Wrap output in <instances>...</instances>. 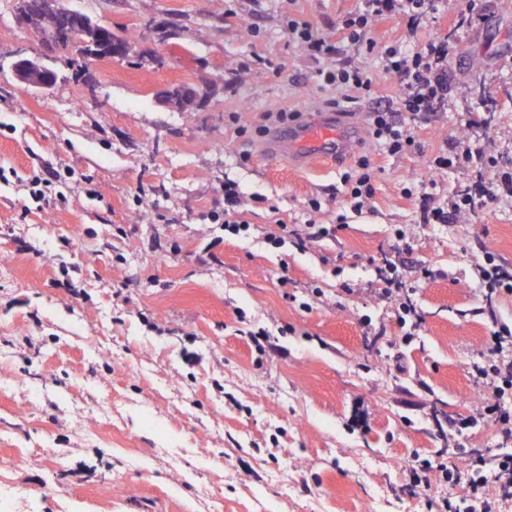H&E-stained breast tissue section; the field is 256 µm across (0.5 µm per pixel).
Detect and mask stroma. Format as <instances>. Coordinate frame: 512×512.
I'll return each instance as SVG.
<instances>
[{
	"label": "stroma",
	"instance_id": "stroma-1",
	"mask_svg": "<svg viewBox=\"0 0 512 512\" xmlns=\"http://www.w3.org/2000/svg\"><path fill=\"white\" fill-rule=\"evenodd\" d=\"M64 3L136 38L109 61L52 55L0 0V168L14 173L0 183V512H429L445 489L410 483L412 454H512L477 415L473 371L497 323L512 325V294L486 298L472 274L487 251L512 267V196L426 224L403 193L427 180L445 202L471 184L472 166L426 162L470 132L477 83L497 110L471 144L512 167V10L482 0L459 32L448 109L413 126L411 152L359 145L377 168L372 211L276 249L279 224L335 223L348 164L263 160L262 130L280 111L365 112L401 92L375 58L371 95L320 87L319 62L288 44L287 9L331 35L356 0ZM19 57L57 85L23 90ZM178 85L197 90L192 111L164 102ZM37 157L56 171L38 208L25 186ZM228 181L241 236L214 220ZM388 261L420 320L408 345L379 294ZM73 263L79 298L63 284Z\"/></svg>",
	"mask_w": 512,
	"mask_h": 512
}]
</instances>
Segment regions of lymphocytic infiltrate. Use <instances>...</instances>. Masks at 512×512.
<instances>
[{
	"label": "lymphocytic infiltrate",
	"instance_id": "1",
	"mask_svg": "<svg viewBox=\"0 0 512 512\" xmlns=\"http://www.w3.org/2000/svg\"><path fill=\"white\" fill-rule=\"evenodd\" d=\"M441 0H359L357 9L347 13L337 27V38H329L313 25L295 14H287L285 32L290 44L313 57L331 58L338 43H348L357 49V58L318 70L321 86L350 88L369 94L373 87L370 71L363 57L379 58L384 70L403 83L402 96L397 107L375 110L370 122L372 142L379 152L399 157L411 151L415 141L410 133L413 122L429 121L448 104V63L453 56L458 31L471 27L480 17L478 0H466L456 13L455 24L448 34L416 49L404 48L402 43L385 44L369 36L381 21L400 14L407 18L410 28H417L428 17L437 13ZM340 182L345 192L346 214L338 215L335 223L305 226L304 236L315 240L335 236L346 227L347 214L371 211L376 194L374 169L368 157L362 156L346 170ZM490 187L478 184L475 190H463L446 204L437 203L433 194L417 193L406 188L405 196H418L425 219L432 224L450 223L460 213L474 209L477 196L488 195ZM387 282L381 295L396 304V322L402 332L403 343H410L419 326V317L410 299L404 297L398 268L386 264ZM490 357L475 371L481 380L482 408L493 417L500 431L512 436V409L505 400L512 396V326L503 324L491 336ZM407 470L413 484H429L431 472H438L448 485L466 483L465 498L448 495L439 499L437 512H501L502 503L486 496L488 483L501 488H512V455L498 457L494 465L469 457L463 467L432 463L430 459L412 456Z\"/></svg>",
	"mask_w": 512,
	"mask_h": 512
}]
</instances>
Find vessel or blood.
<instances>
[{
  "label": "vessel or blood",
  "instance_id": "b4317fda",
  "mask_svg": "<svg viewBox=\"0 0 512 512\" xmlns=\"http://www.w3.org/2000/svg\"><path fill=\"white\" fill-rule=\"evenodd\" d=\"M365 127L361 112H308L299 123L273 128L259 144V156L310 165L323 159L335 160L349 154Z\"/></svg>",
  "mask_w": 512,
  "mask_h": 512
}]
</instances>
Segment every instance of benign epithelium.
Returning <instances> with one entry per match:
<instances>
[{
  "label": "benign epithelium",
  "mask_w": 512,
  "mask_h": 512,
  "mask_svg": "<svg viewBox=\"0 0 512 512\" xmlns=\"http://www.w3.org/2000/svg\"><path fill=\"white\" fill-rule=\"evenodd\" d=\"M39 6L44 14L58 20V25L40 35L42 44L51 52L76 54L83 58H122L129 53L130 47L123 41L107 37L102 42L87 45L76 37L70 27V21L77 19L88 24L91 19L88 15L73 9H66L62 0H39ZM11 69L14 77L27 91H46L56 85L55 71L50 67L34 68L32 61L20 57L16 59ZM197 92L186 86H181L164 92L163 98L179 109L193 105Z\"/></svg>",
  "instance_id": "7a95c632"
}]
</instances>
